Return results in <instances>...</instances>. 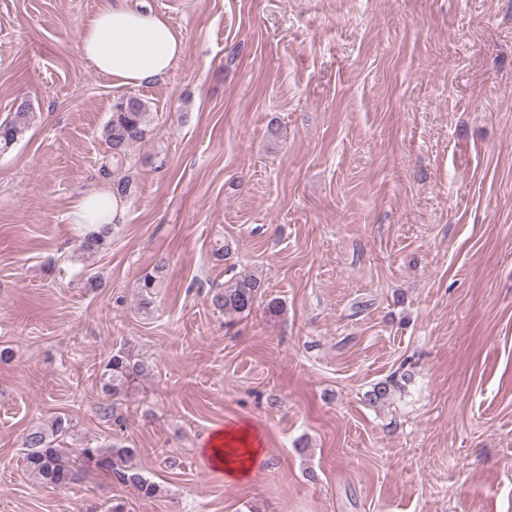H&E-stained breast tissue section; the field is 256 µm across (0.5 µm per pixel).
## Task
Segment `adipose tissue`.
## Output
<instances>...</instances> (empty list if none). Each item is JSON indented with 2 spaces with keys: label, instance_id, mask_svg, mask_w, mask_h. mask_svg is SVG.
I'll list each match as a JSON object with an SVG mask.
<instances>
[{
  "label": "adipose tissue",
  "instance_id": "adipose-tissue-1",
  "mask_svg": "<svg viewBox=\"0 0 512 512\" xmlns=\"http://www.w3.org/2000/svg\"><path fill=\"white\" fill-rule=\"evenodd\" d=\"M79 47L98 72L131 88L163 79L183 52L180 37L162 17L128 0H107L82 29ZM207 454L215 468L242 479L262 460V441L252 426H229L214 434Z\"/></svg>",
  "mask_w": 512,
  "mask_h": 512
}]
</instances>
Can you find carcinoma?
<instances>
[{
	"mask_svg": "<svg viewBox=\"0 0 512 512\" xmlns=\"http://www.w3.org/2000/svg\"><path fill=\"white\" fill-rule=\"evenodd\" d=\"M30 124L27 112H16L10 119L0 122V151L17 143ZM151 112L147 101L135 95H123L115 99L112 115L102 130L108 154L99 169L102 179L108 181L109 192L117 204H122L132 193L133 149L147 141L151 135ZM112 235L110 224H90L83 245L88 251L100 250L109 245ZM164 267L158 262L152 270L141 275L137 282L140 308L149 312L153 295L158 288L159 272ZM261 278L244 274L229 285L217 289L212 295V305L229 317L248 315L265 301V312L278 316L284 310L277 298L263 299ZM154 366L142 357L135 348L125 345L114 351L105 362L99 375L100 389L106 403L99 407L100 417L121 425L124 415L118 412L120 400L129 396L151 376ZM411 378L405 372L401 376L390 375L372 384L366 393V401L372 407L390 402L402 391V382ZM76 425L71 416L59 413L50 420L32 425L24 433L25 467L30 476L39 483L65 488L75 483L78 476L90 472H105L118 484L131 488L144 499L161 496L160 484L149 479L137 465L135 459L139 449L115 442L92 446L83 444L78 448H62L60 444L73 438Z\"/></svg>",
	"mask_w": 512,
	"mask_h": 512,
	"instance_id": "cac0c4a2",
	"label": "carcinoma"
}]
</instances>
